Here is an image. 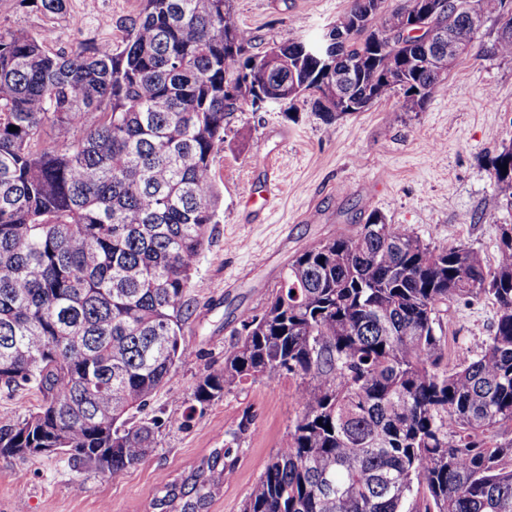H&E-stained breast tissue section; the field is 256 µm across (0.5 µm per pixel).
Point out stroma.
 Returning <instances> with one entry per match:
<instances>
[{"label":"stroma","mask_w":512,"mask_h":512,"mask_svg":"<svg viewBox=\"0 0 512 512\" xmlns=\"http://www.w3.org/2000/svg\"><path fill=\"white\" fill-rule=\"evenodd\" d=\"M347 0H234L254 51L296 37L317 38ZM141 0H69L54 19L35 5L0 0V24L35 33L53 25L70 49L119 39L120 25ZM500 25L489 15L474 49L450 70L419 112L402 111V94L325 125L306 100L291 114L241 105L227 119L214 169L217 224L197 263L184 326L193 349L178 364L147 413L164 425L157 449L120 478L68 456L27 460L0 455V512H153L160 476L187 473L243 416L252 424L208 512H241L262 464L280 447L299 407V382L283 375L231 388L192 415L197 380L221 371L237 339L239 316L260 313L295 255L316 241L356 233L370 211L409 225L431 246L465 244L494 265L499 227L512 224L494 190L489 161L512 143V58L494 52ZM496 315L491 300L452 301L442 317L449 350L476 351Z\"/></svg>","instance_id":"stroma-1"}]
</instances>
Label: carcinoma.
Returning <instances> with one entry per match:
<instances>
[{"label": "carcinoma", "instance_id": "obj_1", "mask_svg": "<svg viewBox=\"0 0 512 512\" xmlns=\"http://www.w3.org/2000/svg\"><path fill=\"white\" fill-rule=\"evenodd\" d=\"M503 2L491 6L494 50L511 58ZM481 3L451 0L425 24L467 54L478 35L468 11ZM405 14L349 0L332 25L365 108L400 90L403 110L418 112L448 78L446 51L411 64ZM121 32L65 51L50 27L0 26V384L42 395L0 428V455L60 448L114 477L155 452L164 421L140 413L192 354L183 328L216 223L214 160L230 111L261 93L269 107L312 99L328 128L347 114L307 40L250 53L233 0H142ZM490 175L512 208V144ZM481 297L497 306L493 331L450 367L440 308ZM237 334L224 369L196 382L191 412L249 381L302 380L300 412L242 512H512L505 229L487 267L473 248L437 249L373 210L356 234L293 257ZM249 426L187 475L161 477L153 509L206 512Z\"/></svg>", "mask_w": 512, "mask_h": 512}]
</instances>
